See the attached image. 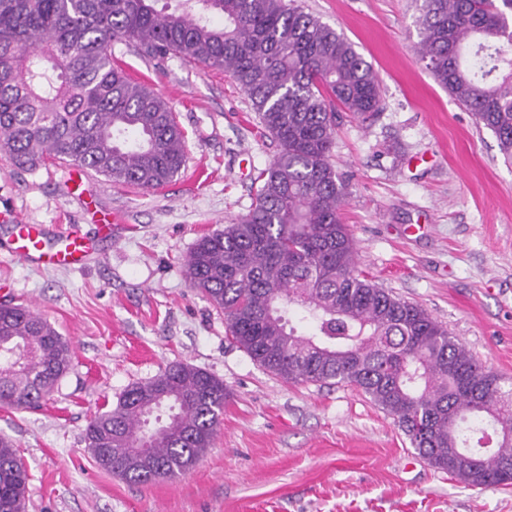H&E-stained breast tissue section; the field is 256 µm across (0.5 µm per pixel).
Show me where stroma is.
Returning <instances> with one entry per match:
<instances>
[{
    "mask_svg": "<svg viewBox=\"0 0 512 512\" xmlns=\"http://www.w3.org/2000/svg\"><path fill=\"white\" fill-rule=\"evenodd\" d=\"M372 64L383 109L339 112L331 162L348 185L342 220L359 271L421 305L482 366L512 383V164L426 69L419 0H295ZM130 78L167 99L187 137L181 172L158 189L71 166L23 171L0 157V210L87 237L84 265L9 257L0 222V302L34 309L72 365L39 410L0 407L29 473L26 512H512V485L473 488L423 459L394 420L351 387L289 383L230 344L224 314L184 274L204 234L247 214L278 153L246 93L216 67L112 48ZM204 167L212 180L194 184ZM118 223H98L100 213ZM223 380L211 448L176 478L136 484L87 453L91 418L173 362Z\"/></svg>",
    "mask_w": 512,
    "mask_h": 512,
    "instance_id": "1",
    "label": "stroma"
}]
</instances>
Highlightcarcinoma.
I'll return each instance as SVG.
<instances>
[{"instance_id": "carcinoma-1", "label": "carcinoma", "mask_w": 512, "mask_h": 512, "mask_svg": "<svg viewBox=\"0 0 512 512\" xmlns=\"http://www.w3.org/2000/svg\"><path fill=\"white\" fill-rule=\"evenodd\" d=\"M153 2L0 0V154L29 171L60 159L110 183L159 188L184 167L186 135L163 97L113 64L112 45L224 69L280 150L251 210L186 257L191 286L267 372L350 386L436 469L468 487L512 485V387L424 308L357 270L331 156L338 109L362 118L382 109L372 64L294 0H177L170 13ZM419 22L426 68L511 162L512 0H422ZM292 306L312 331L290 325ZM71 361L46 319L0 302V405L38 404ZM227 398L224 381L171 364L96 414L86 449L129 482L171 479L212 447ZM28 480L1 435L0 512H25Z\"/></svg>"}]
</instances>
